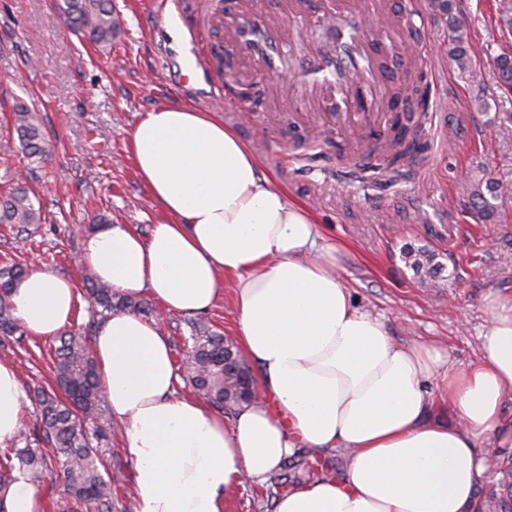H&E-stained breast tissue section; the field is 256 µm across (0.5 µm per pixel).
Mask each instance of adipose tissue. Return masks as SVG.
<instances>
[{
	"label": "adipose tissue",
	"mask_w": 512,
	"mask_h": 512,
	"mask_svg": "<svg viewBox=\"0 0 512 512\" xmlns=\"http://www.w3.org/2000/svg\"><path fill=\"white\" fill-rule=\"evenodd\" d=\"M129 147L164 218L146 238L126 224L88 233L83 264L116 292L145 291L183 314L209 310L232 283L236 341L263 396L225 424L177 395L158 322L107 318L94 350L134 463L136 512H224L227 492L265 482L301 448H349L353 457L341 477L296 482L275 512H472L487 471L478 443L512 448L502 415L512 299L491 307L478 362L442 379L456 424L426 422L420 382L439 352L395 344L353 305L309 208L275 185L222 117L164 104L136 123ZM79 301L76 284L45 267L11 294L18 324L40 338L71 323ZM25 399L15 368L0 361V444L16 437Z\"/></svg>",
	"instance_id": "obj_1"
}]
</instances>
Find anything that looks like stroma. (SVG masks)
<instances>
[{
  "label": "stroma",
  "instance_id": "1",
  "mask_svg": "<svg viewBox=\"0 0 512 512\" xmlns=\"http://www.w3.org/2000/svg\"><path fill=\"white\" fill-rule=\"evenodd\" d=\"M60 2L0 0V195L23 161L10 129L17 104L38 114L47 151L28 181L43 221L23 232L0 224V266L42 264L83 290L81 243L93 219L102 215L144 236L163 219L129 153L130 130L161 104L201 107L207 84L183 83V50L158 27L152 0H112L122 29L104 51L56 19ZM452 16L474 45L469 75L448 58ZM411 30L427 44L438 80L422 174L384 188L342 173L335 148L321 159L311 147L331 136L323 128L328 105L312 108L309 121L321 131L310 133L289 119L284 90L264 94L241 122L225 116L224 123L291 200L309 206L320 245L336 249L353 303L396 344L437 349L440 372H450L478 361L492 303L512 297V193L496 200L486 220L464 189L482 177L512 186V95L499 90L493 65L512 31L499 25L498 0H454L449 16L426 0ZM408 247L434 252L439 274L414 275L402 259ZM54 344L51 337L0 336V361L15 367L22 386L43 384L53 378ZM93 445L121 471L120 510L135 500L120 423Z\"/></svg>",
  "mask_w": 512,
  "mask_h": 512
}]
</instances>
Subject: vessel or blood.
I'll return each mask as SVG.
<instances>
[{
  "label": "vessel or blood",
  "mask_w": 512,
  "mask_h": 512,
  "mask_svg": "<svg viewBox=\"0 0 512 512\" xmlns=\"http://www.w3.org/2000/svg\"><path fill=\"white\" fill-rule=\"evenodd\" d=\"M284 12L255 26L252 18L260 0H155L153 15L185 16L190 10H203L201 23L189 25L191 58L185 70L208 73L210 48L204 40L207 25L225 21L229 28L228 46L236 60L255 66L276 80L288 70L301 76L299 90L311 99H328L335 105L331 115L336 132L356 136L366 130L386 137L398 114L384 105L381 59H399L405 69L433 76L429 52L415 46L409 37L395 34L397 17L388 0H332L331 11L340 16L336 27L335 54L307 45L299 56H292L291 45L308 23L312 10L309 0H284Z\"/></svg>",
  "instance_id": "vessel-or-blood-1"
}]
</instances>
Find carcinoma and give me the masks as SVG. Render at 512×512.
Returning <instances> with one entry per match:
<instances>
[{"label":"carcinoma","mask_w":512,"mask_h":512,"mask_svg":"<svg viewBox=\"0 0 512 512\" xmlns=\"http://www.w3.org/2000/svg\"><path fill=\"white\" fill-rule=\"evenodd\" d=\"M437 7L448 15V53L459 69L472 74L468 31L464 24L452 16V0H437ZM57 18L97 48L112 45V39L121 31L119 15L112 7V0H64ZM497 84L512 89V49L502 52L494 61ZM424 76H419L407 86L406 102L409 110L404 113L393 135L375 140L370 152L384 154L390 180L403 175V161L421 152L424 138V116L419 101ZM14 130L19 138L28 166L39 165L45 160L41 123L36 113L19 104L14 109ZM504 187L497 181L468 180L467 193L482 217L494 213L492 200L498 198ZM33 191L19 180L7 194L0 198V224L21 226L39 224L41 210L35 207ZM406 265L415 273L433 276L440 268L435 255L413 247L403 251ZM26 270L18 265L0 268V335L20 337L25 332L13 316L10 291L15 281ZM87 293L99 308L101 318L119 313L133 312L143 316L154 313L146 300L117 293L112 287L99 282L91 271H86ZM54 349L53 383L47 387L30 390L39 409L35 440L41 448H11L0 454V499L14 481L13 473L19 472L31 483H40L48 475H56L64 487L60 501L61 512H112L113 487L119 476L112 470V461L91 446L85 424L103 418L104 409L99 403V377L91 348L89 332H64L58 337ZM182 355L181 377L192 389L204 396L221 414L234 415L246 403L242 395L244 380L257 382L250 366L234 344L224 335L205 325L190 324V335L183 339L178 349ZM495 473L500 478L492 482L478 481L475 512H512V455L497 454ZM289 467L310 472L327 465L300 453L292 458Z\"/></svg>","instance_id":"cac0c4a2"}]
</instances>
